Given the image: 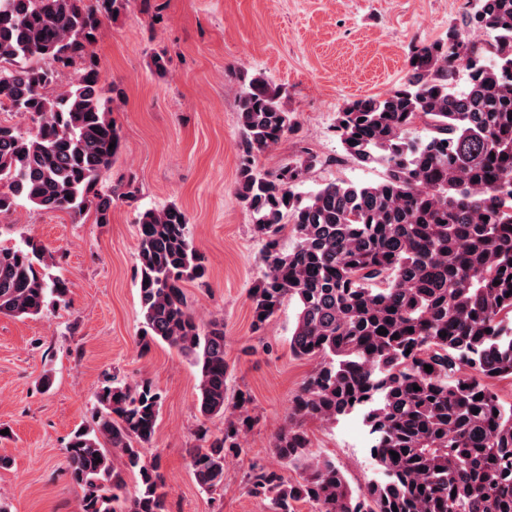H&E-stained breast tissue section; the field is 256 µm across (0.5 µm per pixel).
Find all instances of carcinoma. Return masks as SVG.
<instances>
[{"label":"carcinoma","instance_id":"1","mask_svg":"<svg viewBox=\"0 0 512 512\" xmlns=\"http://www.w3.org/2000/svg\"><path fill=\"white\" fill-rule=\"evenodd\" d=\"M128 2L0 0V110L33 124L0 123V214L21 202L74 215L92 207L97 223H110L118 188L104 192L99 181L122 136L93 46L102 18ZM478 2L468 24L492 41L452 27L413 48L398 87L337 112L346 159L383 166L378 183L329 182L302 194L303 174L321 163L310 153L275 173L261 170L258 157L295 131L294 116L261 74L239 92L236 195L264 241L265 273L248 296L252 327L264 328L293 299L289 350L320 359L274 452L297 465L308 458L301 421L334 423L362 410L380 473L355 493L329 460L306 464L294 482L255 468L251 491L270 512H294L299 501L315 512H512V404L488 384L512 378V75L503 72L512 64V0ZM419 123L428 127L423 138L414 136ZM187 224L175 204L139 216L135 342L143 352L164 343L187 358L199 414L224 418L218 435L201 426L191 459L196 483L213 493L224 486L225 449L239 447L250 418L244 397L238 416L226 415L224 321L200 325L186 301L184 283L206 275ZM288 226L296 243L284 251ZM53 260L31 238L0 247L1 315L36 316L48 299L66 300L69 285L50 273ZM98 402L92 424L64 448L82 512H168L158 465L141 452L154 439L161 392L112 384ZM126 471L140 477L130 498Z\"/></svg>","mask_w":512,"mask_h":512}]
</instances>
